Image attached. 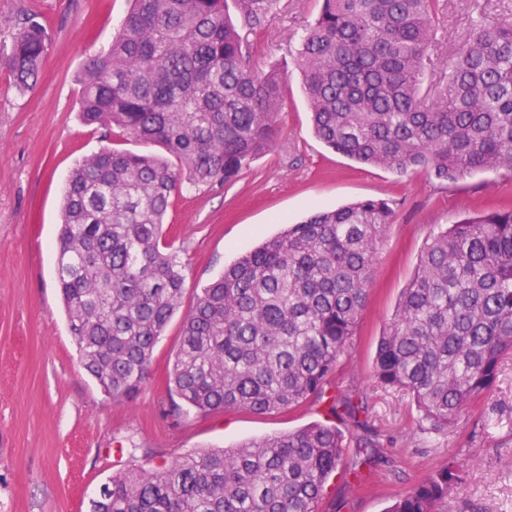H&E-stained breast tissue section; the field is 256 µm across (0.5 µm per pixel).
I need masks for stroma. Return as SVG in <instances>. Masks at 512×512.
<instances>
[{"label": "stroma", "instance_id": "1", "mask_svg": "<svg viewBox=\"0 0 512 512\" xmlns=\"http://www.w3.org/2000/svg\"><path fill=\"white\" fill-rule=\"evenodd\" d=\"M128 7L127 0H0V49H9L33 15L52 37L28 91L13 86L0 57V512H89L112 475L322 420L311 403L275 414L185 408L168 415L172 354L182 313L226 267L280 232L278 217L296 223L368 198L388 201L394 222L379 244L368 303L338 377L366 397L370 424L393 448L389 463L365 468L359 488L335 481L321 510L385 512L454 460L462 485L440 512H512V359L502 361L493 385L454 427L427 441L412 433L417 413L410 396L381 387L372 372L378 338L426 241L466 214L512 209V173L477 172L448 184L355 163L317 140L291 39L315 18L316 0H281L255 60L288 73L274 147L230 184L178 198L167 216L165 238L186 264L185 294L138 398L112 401L83 370L57 286L61 187L82 157L104 147L139 148L120 130L89 127L78 117L81 68L109 46ZM480 14L512 20V0H442L437 39L453 47Z\"/></svg>", "mask_w": 512, "mask_h": 512}]
</instances>
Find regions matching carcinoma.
Instances as JSON below:
<instances>
[{"instance_id": "1", "label": "carcinoma", "mask_w": 512, "mask_h": 512, "mask_svg": "<svg viewBox=\"0 0 512 512\" xmlns=\"http://www.w3.org/2000/svg\"><path fill=\"white\" fill-rule=\"evenodd\" d=\"M130 0L107 50L79 82L87 126L116 127L164 154L103 149L62 192L57 278L83 369L112 400L134 401L184 293L163 237L175 198L233 180L279 135L284 72L260 71L280 0ZM299 36L314 135L357 162L455 182L512 171V23L481 17L424 87L439 0H318ZM51 38L33 16L13 36L15 86L38 79ZM382 199L317 212L224 269L182 320L170 383L190 409L256 414L319 402L327 422L116 474L92 512H319L329 481L361 482L387 460L363 398L336 385L365 308L377 247L393 224ZM512 355V209L476 213L432 236L379 337L373 373L408 392L415 433L453 426ZM355 443L356 457H347ZM460 490L448 464L388 512H438Z\"/></svg>"}]
</instances>
